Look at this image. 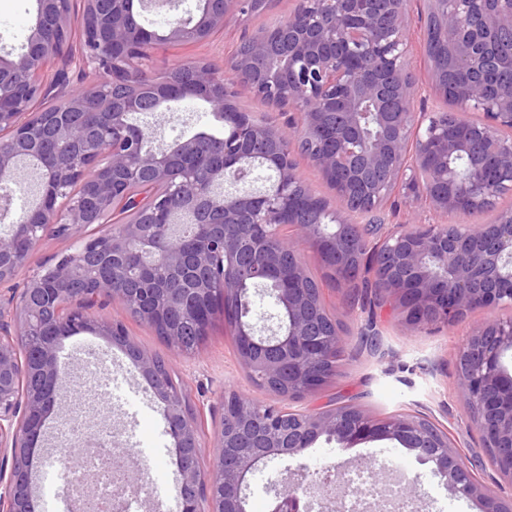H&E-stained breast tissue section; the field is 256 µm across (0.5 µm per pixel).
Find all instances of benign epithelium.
<instances>
[{"label":"benign epithelium","mask_w":512,"mask_h":512,"mask_svg":"<svg viewBox=\"0 0 512 512\" xmlns=\"http://www.w3.org/2000/svg\"><path fill=\"white\" fill-rule=\"evenodd\" d=\"M441 34L448 39L465 79L452 90L458 124L438 115L411 111L421 87L409 64L412 15L409 0H388L384 21L377 0H295L294 9L272 31L254 35L248 49L225 61V70L199 61L186 84H163L149 97L135 92L119 100L104 85H129L148 70V47L200 43L224 29L228 14L248 16L253 0H199L198 13L185 21L172 17L161 32L130 24L128 0H85L79 35L80 71L93 87L74 88L64 76L45 82L48 69L72 52L67 0H37L35 23L24 50L0 56V215L12 213L14 191L35 173V202L14 215L0 235V285L10 282L40 241L37 231L51 225L71 234L92 217L116 215L138 180L163 184L176 206L196 223L194 240L178 238L164 222L170 203L160 201L154 224H120L108 235L81 239L83 255L95 257L91 275L69 260L33 275L18 294H0V512H31L30 471L33 448L42 442L44 421L54 410L63 379L58 340L91 328L122 342L119 322L93 323L89 310L103 299L123 300L126 281L144 285L140 320L157 326L161 308L153 301V270L158 265L191 276L193 288H163L162 304L206 336L218 314L229 312L247 294L262 292L275 312L259 329L257 319H237V353L248 370L258 369L282 388V398L317 392L325 380L324 363L345 350L341 332L326 336L316 328L320 305L305 288L306 267L296 260L283 278L276 264L258 258L246 246L273 240L298 255L302 240L326 266H345L353 244L352 212L337 204L318 209L331 231L308 224L288 205L298 177L295 153H303L322 176L340 178L348 191L366 202L361 213L377 212L395 190L422 196L436 214L468 216L495 203L494 188L484 179L485 162L471 155L475 142L506 173L512 187V84L491 94L484 75L512 70V52L497 45L512 39V0H427ZM108 75L105 81L99 80ZM242 96L260 99L290 113L286 127L251 121L238 125L224 141V161L212 163L205 141L196 135L158 150L142 143L154 134L132 116L170 109L186 97L207 103L214 112L238 110ZM96 103L101 133L80 132L74 115ZM479 111L475 121L470 112ZM374 126L376 132L368 133ZM469 161L466 172L457 159ZM275 170L270 187H246L251 160ZM380 169L384 183L370 181ZM67 184L84 188L75 203L59 202ZM384 256L387 273L382 292L400 308L402 323L413 330L461 321L471 312L512 306V209L489 224L392 226L371 246ZM222 282L220 295L207 288ZM48 332L37 372L43 393L18 399L21 365L18 345ZM134 361L154 394L164 403L173 447L178 455L179 495L175 512H201V498L224 492V512H248L249 477L275 458L294 457L320 438L347 450L360 443L390 440L430 466L456 496L471 499L480 512H512V496L500 483H481L460 465L447 430L428 419L398 411L387 421L355 416L332 407L317 412L245 399L243 409L224 401V428L214 448L219 461L206 475L197 461L199 419L162 375L154 358L131 345ZM512 319L480 326L460 350V397L472 411L484 444L500 474L512 487ZM337 492L324 491L331 479L320 472L287 481L272 499L270 512H311L318 493L326 512H339L344 501L362 490L336 477Z\"/></svg>","instance_id":"obj_1"}]
</instances>
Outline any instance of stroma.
<instances>
[{"instance_id": "stroma-1", "label": "stroma", "mask_w": 512, "mask_h": 512, "mask_svg": "<svg viewBox=\"0 0 512 512\" xmlns=\"http://www.w3.org/2000/svg\"><path fill=\"white\" fill-rule=\"evenodd\" d=\"M294 0H271L266 11L240 20L229 18L223 30L204 42L182 46L168 45L153 49V72L160 73L183 60H205L223 66L242 37L255 30L272 26L294 8ZM37 11V0H0V49H19L30 33ZM425 34L421 22H414L410 31L411 68L424 91L413 105L417 112L452 111L453 106L435 92L434 79L425 50ZM156 134L154 145L168 144L182 136L208 129L214 123L206 104L189 101L179 111L164 112L148 119ZM379 215L387 224L454 223V216L442 217L422 208L414 198L395 192L383 204ZM78 245L75 237L48 236L30 253L18 269L11 285L24 288L33 273L53 266ZM299 256L319 283L325 305L345 332V356L340 376L314 396L293 401L296 409L314 410L329 399H338L359 408L369 418L379 419L398 411H410L436 420L447 429L461 459L480 481H490L499 472L481 435L460 399L459 348L473 330L492 318L512 316V309L477 311L466 319L448 326L431 327L413 332L402 324V314L390 302L368 311L360 303L351 302L350 291L325 277L326 269L306 244H299ZM91 316L97 321H119L126 328L129 340L152 357L168 360L171 377L187 400L200 409L203 436L199 459L205 465L214 462V438L223 414L224 396L230 392L244 393L256 401L274 402V394L255 385L246 368L239 362L232 338L224 330L223 320H216L201 349L191 355L178 353L160 340L146 323L133 319L119 301H106L95 307ZM67 377L62 395L71 394L75 384L84 377L79 366L88 348H95L107 359L106 369L116 375L138 379L139 373L125 351L106 337L88 333L86 338L65 341ZM141 397L121 390L102 397L86 416L87 424L113 435V448L124 454L125 474L134 486H141L146 477H153L158 492L143 500L140 512H170L175 506L174 466L164 407L147 382L140 381ZM390 457L397 471L417 481L421 494L419 512H479L475 501L451 494L432 476L428 466L419 464L414 455L397 442L382 440L340 450L335 444L318 440L300 456L276 459L257 470L250 478L247 494L250 512H268L273 497L271 484L285 469L307 466L315 471L339 464L352 469L373 460ZM396 471V472H397Z\"/></svg>"}]
</instances>
